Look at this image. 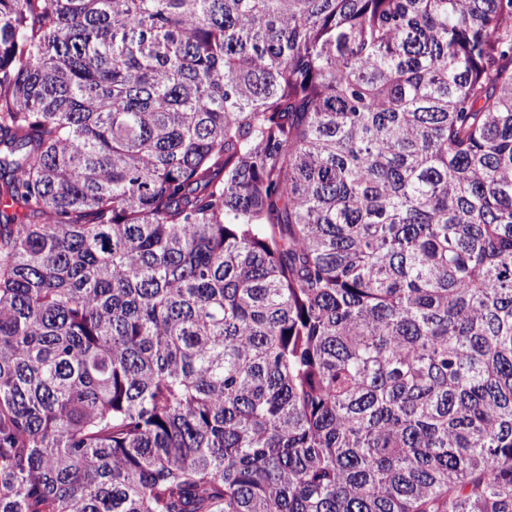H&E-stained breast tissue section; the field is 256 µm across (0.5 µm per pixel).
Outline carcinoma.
I'll return each mask as SVG.
<instances>
[{
	"instance_id": "1",
	"label": "carcinoma",
	"mask_w": 512,
	"mask_h": 512,
	"mask_svg": "<svg viewBox=\"0 0 512 512\" xmlns=\"http://www.w3.org/2000/svg\"><path fill=\"white\" fill-rule=\"evenodd\" d=\"M0 512H512V0H0Z\"/></svg>"
}]
</instances>
